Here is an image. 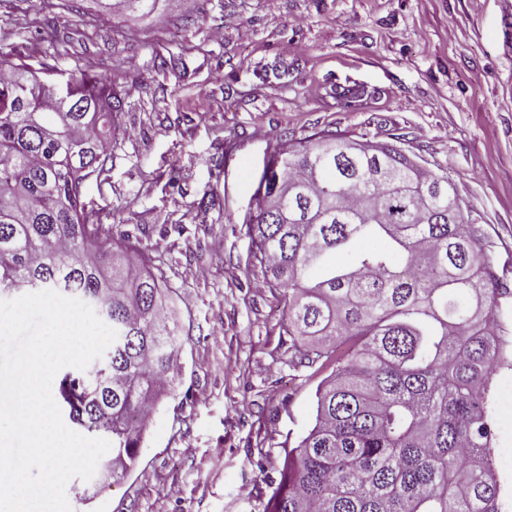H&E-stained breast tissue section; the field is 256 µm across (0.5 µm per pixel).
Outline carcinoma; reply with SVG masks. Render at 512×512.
I'll return each mask as SVG.
<instances>
[{
  "label": "carcinoma",
  "instance_id": "1",
  "mask_svg": "<svg viewBox=\"0 0 512 512\" xmlns=\"http://www.w3.org/2000/svg\"><path fill=\"white\" fill-rule=\"evenodd\" d=\"M98 16L160 18L176 0H94ZM24 82L59 102L12 97ZM122 99L112 83L0 52V295L55 290L106 306L117 338L91 386L67 371L69 422L112 439V481L181 348L166 283L128 243L103 236L82 201L102 169ZM419 177L422 197L389 181ZM252 257L282 291L297 364L327 373L313 427L290 448L262 512H501L492 463L499 291L480 238L448 212V176L394 145L327 131L265 161L244 220ZM380 239L376 249L360 246Z\"/></svg>",
  "mask_w": 512,
  "mask_h": 512
}]
</instances>
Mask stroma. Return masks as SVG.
I'll use <instances>...</instances> for the list:
<instances>
[{
    "label": "stroma",
    "instance_id": "35a3bbf8",
    "mask_svg": "<svg viewBox=\"0 0 512 512\" xmlns=\"http://www.w3.org/2000/svg\"><path fill=\"white\" fill-rule=\"evenodd\" d=\"M1 51L120 91L82 198L162 270L183 340L136 467L88 504L71 479V512H262L318 384L291 363L283 304L244 224L285 142L333 130L446 172L504 289L512 349V0H181L161 23L101 19L88 0H0ZM351 79L366 96L338 104ZM492 406L496 445L512 451V366Z\"/></svg>",
    "mask_w": 512,
    "mask_h": 512
}]
</instances>
